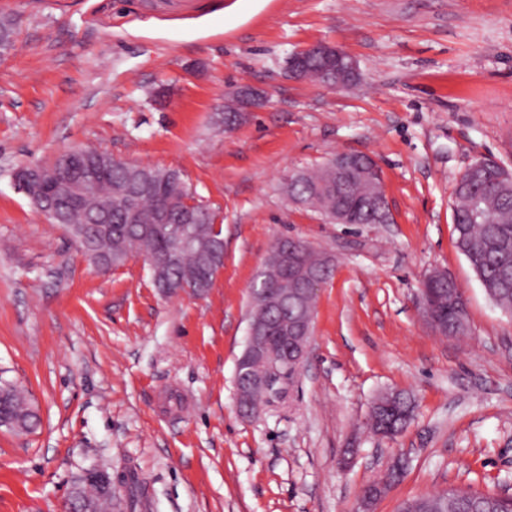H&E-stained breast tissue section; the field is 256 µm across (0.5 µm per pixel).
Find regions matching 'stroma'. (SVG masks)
<instances>
[{"label":"stroma","mask_w":512,"mask_h":512,"mask_svg":"<svg viewBox=\"0 0 512 512\" xmlns=\"http://www.w3.org/2000/svg\"><path fill=\"white\" fill-rule=\"evenodd\" d=\"M0 381L34 430L0 427V512H65L75 481L137 475L120 512H372L468 488L512 496V314L458 250L452 191L474 161L512 170V0H0ZM323 42L360 79L289 77ZM249 85L264 98L225 129ZM82 146L184 171L219 214L224 266L206 293L155 288L140 252L99 270L46 223L14 172ZM339 152L382 171L385 224H332L293 205L290 173ZM329 256L311 346L282 395L244 416L235 364L249 289L273 244ZM447 271L469 329L446 337L419 299ZM415 400L395 438L370 406ZM406 467L398 479L397 460ZM306 58H319L333 74L334 83L327 87L338 88L353 84L359 78L357 62L345 51L327 44L315 43L293 53L287 62L288 73L295 79H306ZM456 288L455 293L462 292L460 286L445 271L433 270L424 277L421 283V294L423 302L432 298L433 288L447 287Z\"/></svg>","instance_id":"obj_1"}]
</instances>
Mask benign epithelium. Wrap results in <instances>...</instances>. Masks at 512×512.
I'll return each mask as SVG.
<instances>
[{
    "instance_id": "obj_1",
    "label": "benign epithelium",
    "mask_w": 512,
    "mask_h": 512,
    "mask_svg": "<svg viewBox=\"0 0 512 512\" xmlns=\"http://www.w3.org/2000/svg\"><path fill=\"white\" fill-rule=\"evenodd\" d=\"M318 58L333 74L331 87L350 85L359 78L357 62L345 51L327 44L315 43L293 53L287 62L288 73L295 79L306 78L305 60ZM261 94L253 88L244 87L238 92L239 107L224 114V126L228 129L240 124L249 109L256 106ZM86 149L74 147L57 158L58 165L36 164L19 169L14 180L19 189L28 197L33 206L44 216L49 224L65 223L64 213L79 206L84 200L98 195L97 180L102 170L112 167L117 158L102 151L95 158L94 164L82 168L76 176L62 174V170L71 165L72 160ZM332 171L336 176V187L354 175L366 172L377 174L376 160L368 154L342 152L333 157ZM184 203L196 215L184 219L172 215L166 207L158 209L154 225L149 230L159 235L174 239L170 251L164 256H148L146 262L155 275L177 263L183 254L194 250L195 232L189 225L196 224L205 217L218 223L215 212L189 193L183 197ZM371 223L381 224L388 221V203L386 196L379 195L366 202ZM305 245L292 239L283 240V244L268 254L265 265L288 274V287L282 288L266 279L256 280L250 289L251 300L262 301L269 307L276 308V315L271 321L254 320L249 322L244 350L240 359L255 361L266 366V371L245 381L235 380L236 405L244 415L254 410L252 396H276L281 393L283 379L288 371H300L313 336V315H300L295 312L294 304L306 300L318 293L325 283L329 267L328 260L312 265L304 260ZM201 266L212 273L222 268L224 262V241L211 243L208 248L197 252ZM450 287L461 292L456 281L442 270H433L421 283L422 300L432 298L433 289ZM372 410L379 418L371 420L372 428L384 437L396 435L394 425L406 416L400 396L394 392L377 400Z\"/></svg>"
}]
</instances>
